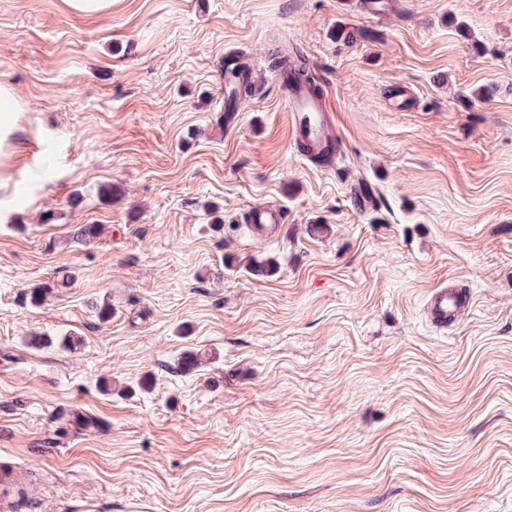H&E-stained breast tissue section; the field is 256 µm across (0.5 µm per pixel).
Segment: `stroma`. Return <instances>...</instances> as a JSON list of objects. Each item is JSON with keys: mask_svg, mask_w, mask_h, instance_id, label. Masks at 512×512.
Masks as SVG:
<instances>
[{"mask_svg": "<svg viewBox=\"0 0 512 512\" xmlns=\"http://www.w3.org/2000/svg\"><path fill=\"white\" fill-rule=\"evenodd\" d=\"M383 2L0 0L14 512H512V0ZM296 49L335 101L329 171L268 66ZM228 53L255 80L229 130ZM263 202L278 238L245 222ZM444 284L473 300L441 333Z\"/></svg>", "mask_w": 512, "mask_h": 512, "instance_id": "1", "label": "stroma"}]
</instances>
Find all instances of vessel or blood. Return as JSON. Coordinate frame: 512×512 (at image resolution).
Instances as JSON below:
<instances>
[{
    "label": "vessel or blood",
    "instance_id": "obj_1",
    "mask_svg": "<svg viewBox=\"0 0 512 512\" xmlns=\"http://www.w3.org/2000/svg\"><path fill=\"white\" fill-rule=\"evenodd\" d=\"M283 94L291 143L317 166H330L342 141L336 131V110L328 91L315 93L307 84L292 82L284 88ZM285 221L282 207L275 204L258 203L247 213L248 224L267 237L275 235ZM470 302V295L457 289L446 286L435 289L426 304L427 317L435 328L447 329Z\"/></svg>",
    "mask_w": 512,
    "mask_h": 512
}]
</instances>
